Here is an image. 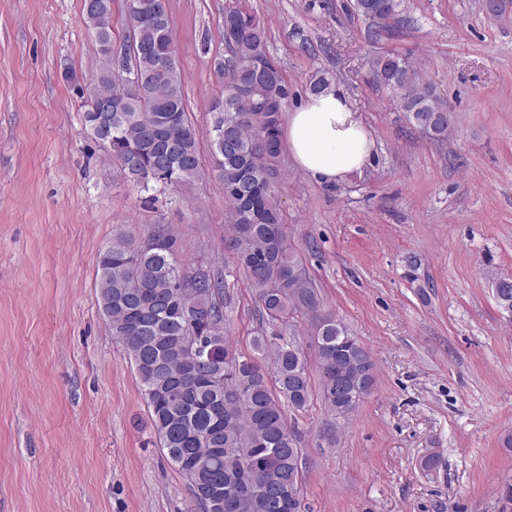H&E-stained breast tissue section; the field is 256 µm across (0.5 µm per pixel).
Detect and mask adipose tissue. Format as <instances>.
I'll return each instance as SVG.
<instances>
[{
    "label": "adipose tissue",
    "instance_id": "adipose-tissue-1",
    "mask_svg": "<svg viewBox=\"0 0 512 512\" xmlns=\"http://www.w3.org/2000/svg\"><path fill=\"white\" fill-rule=\"evenodd\" d=\"M281 142L301 171L330 184L363 170L375 146L360 114L333 87L288 113Z\"/></svg>",
    "mask_w": 512,
    "mask_h": 512
}]
</instances>
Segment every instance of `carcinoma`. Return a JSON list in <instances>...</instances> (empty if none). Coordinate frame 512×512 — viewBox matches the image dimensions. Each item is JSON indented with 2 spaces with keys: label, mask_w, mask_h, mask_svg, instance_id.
<instances>
[{
  "label": "carcinoma",
  "mask_w": 512,
  "mask_h": 512,
  "mask_svg": "<svg viewBox=\"0 0 512 512\" xmlns=\"http://www.w3.org/2000/svg\"><path fill=\"white\" fill-rule=\"evenodd\" d=\"M113 2L100 0L85 23L98 62L92 93L120 120L101 133L88 100L85 127L137 191L187 184L202 174L199 130L189 117L165 0H143L156 5L143 17L126 8L119 53ZM356 7L374 37L409 23L405 0H356ZM224 45L227 56L215 63L224 95L211 103L206 136L224 183L235 262L256 290L262 317L281 331L252 337L246 353L234 348L224 332L223 273L183 263L163 224L146 242L120 233L101 249L99 308L136 372L160 447L200 512H304V449L288 412L311 404L314 369L325 409L349 418L372 391L374 361L341 319L322 310L274 201L289 90L268 65L264 25L229 10ZM372 71L398 95L413 126L431 123L433 139L448 138V124L439 123L447 110L409 61L380 55ZM297 312L313 325V365L296 340Z\"/></svg>",
  "instance_id": "carcinoma-1"
}]
</instances>
